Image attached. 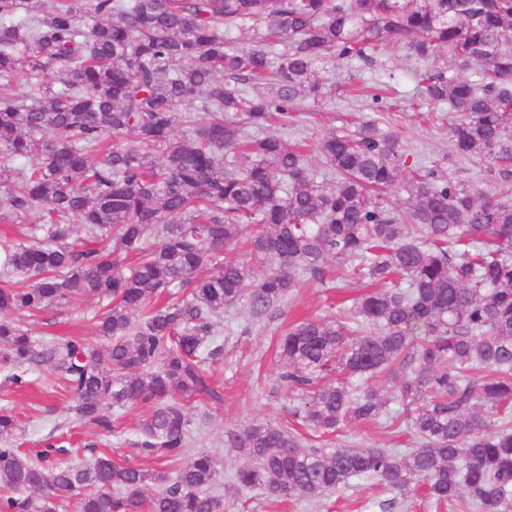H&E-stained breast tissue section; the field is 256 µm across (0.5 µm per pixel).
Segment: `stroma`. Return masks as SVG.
<instances>
[{
    "mask_svg": "<svg viewBox=\"0 0 512 512\" xmlns=\"http://www.w3.org/2000/svg\"><path fill=\"white\" fill-rule=\"evenodd\" d=\"M430 67V62L419 60L406 46L377 54L369 68L356 61L327 64L326 73L336 86L335 95L318 106L302 104L284 134L291 140L313 143L331 128L352 129L374 119L381 127L397 131L410 158L418 164L427 165L439 156H448V176L465 185L496 192L501 183L496 169L451 155L448 126L454 119L453 113L427 112L417 80ZM354 73L394 86L387 111L373 112L368 103L354 101L347 95L345 83ZM332 275L336 280L332 290L301 278L298 288L283 300L278 310L261 319L254 318L242 302L225 310L217 336L223 353L211 363L215 380L224 387V403L219 407L203 399L188 403L191 435L186 452L191 455L207 449L216 454L224 512H448L447 507L435 506L419 495L404 498L382 492L360 477L316 503L298 497L277 502L257 490L233 489L240 459L235 449L227 447L226 431L255 422H287L289 410L296 402L279 382L278 336L303 319L345 316L347 300L364 291L361 280L338 269ZM100 309L98 299L87 294L66 308L24 316L23 324L38 340L80 336L99 345L103 339L96 332L95 317ZM31 377L32 386L22 392L0 378V409L11 411L16 418L10 437L14 445L29 451L44 448L49 442L64 446L60 459L65 463H82L105 453L118 463L150 470L157 467L155 456L145 454L137 445L136 428L145 408L114 411L112 432L102 433L80 420L72 397L53 384L44 368L33 370ZM321 443L329 448L404 450L409 446V436L399 425L381 420L350 424L335 435L322 437Z\"/></svg>",
    "mask_w": 512,
    "mask_h": 512,
    "instance_id": "obj_1",
    "label": "stroma"
}]
</instances>
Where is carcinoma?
<instances>
[{
  "label": "carcinoma",
  "mask_w": 512,
  "mask_h": 512,
  "mask_svg": "<svg viewBox=\"0 0 512 512\" xmlns=\"http://www.w3.org/2000/svg\"><path fill=\"white\" fill-rule=\"evenodd\" d=\"M246 28L254 44L238 49L230 34ZM401 43L448 53L421 93L458 115L455 155L511 183L512 0H0V204L39 219L0 248V370L23 389L47 367L102 432L112 408L147 407L139 447L178 463L51 465L0 445V512L61 498L77 512H224L213 453L185 454L186 404L224 401L205 368L223 352L217 319L240 302L270 315L333 261L371 290L349 317L280 336L292 415L319 434L388 416L413 448H307L253 423L228 435L236 485L319 499L365 477L457 512H512V192L407 165L398 133L372 121L325 133L314 161L266 132L329 96L319 64L370 65ZM347 86L383 103L355 74ZM399 183L404 209L385 197ZM74 224L91 247L69 242ZM246 231L261 275L217 261ZM89 292L105 302L100 346L38 341L21 323Z\"/></svg>",
  "instance_id": "cac0c4a2"
}]
</instances>
